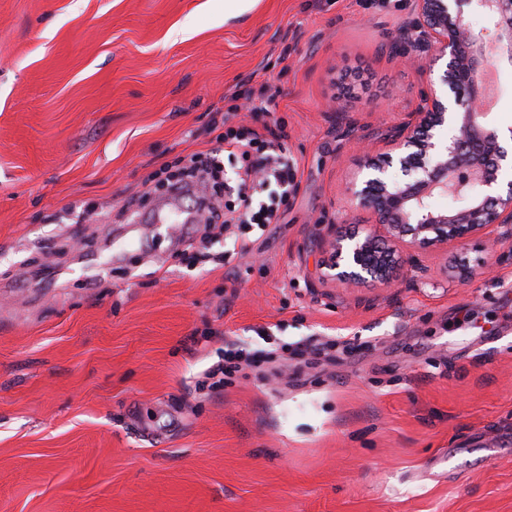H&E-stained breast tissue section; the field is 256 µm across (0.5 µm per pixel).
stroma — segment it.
<instances>
[{
	"label": "stroma",
	"mask_w": 512,
	"mask_h": 512,
	"mask_svg": "<svg viewBox=\"0 0 512 512\" xmlns=\"http://www.w3.org/2000/svg\"><path fill=\"white\" fill-rule=\"evenodd\" d=\"M413 0H0V512H512V252L404 249L330 279L345 188L445 68L389 50ZM268 81L300 165L253 256L187 265L147 177ZM512 123V64L487 66ZM345 115L336 112L337 103ZM335 361L290 372L293 350ZM276 352L202 386L225 343ZM351 356H344V349Z\"/></svg>",
	"instance_id": "1"
}]
</instances>
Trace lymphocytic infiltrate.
<instances>
[{"label":"lymphocytic infiltrate","instance_id":"1","mask_svg":"<svg viewBox=\"0 0 512 512\" xmlns=\"http://www.w3.org/2000/svg\"><path fill=\"white\" fill-rule=\"evenodd\" d=\"M278 120H270L262 130L225 125L222 149L191 154L180 174L170 176L167 186L179 192L187 180L211 182L216 192L225 196L224 204L210 199L199 203L200 242L213 249L229 230H236L235 245L240 255L251 249L250 230L266 229L286 218L282 207L290 191L298 187L299 164L287 151ZM235 156L240 166L234 183L224 180L221 152Z\"/></svg>","mask_w":512,"mask_h":512}]
</instances>
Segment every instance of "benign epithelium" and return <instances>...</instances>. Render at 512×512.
<instances>
[{
	"mask_svg": "<svg viewBox=\"0 0 512 512\" xmlns=\"http://www.w3.org/2000/svg\"><path fill=\"white\" fill-rule=\"evenodd\" d=\"M414 2V17L391 44L392 52L401 62L423 68L448 57L439 82L453 94V106L429 85L418 109L393 128L390 148L366 154V173L346 187L352 210L369 212L381 227L364 234L330 233L327 244L334 261L329 269L347 285L388 282L395 268L406 264L399 251L403 245L444 249L493 225L505 228L493 244L512 239V184L504 192L492 191L506 154L496 130L485 121L481 80L488 43L512 63V0ZM475 9L489 16L492 31L475 35L469 30L466 17ZM448 123L455 134L442 148L434 130ZM394 167L403 176L400 182L387 178ZM445 194L462 195L467 203L453 210L431 208L429 199Z\"/></svg>",
	"mask_w": 512,
	"mask_h": 512,
	"instance_id": "obj_1",
	"label": "benign epithelium"
}]
</instances>
